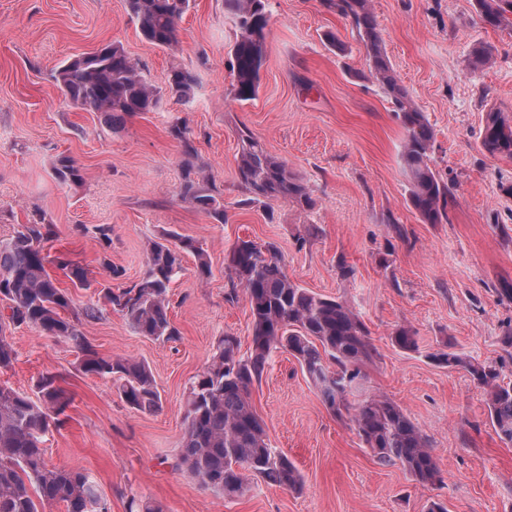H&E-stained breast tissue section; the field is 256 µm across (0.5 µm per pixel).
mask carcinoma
Here are the masks:
<instances>
[{
	"instance_id": "cac0c4a2",
	"label": "carcinoma",
	"mask_w": 512,
	"mask_h": 512,
	"mask_svg": "<svg viewBox=\"0 0 512 512\" xmlns=\"http://www.w3.org/2000/svg\"><path fill=\"white\" fill-rule=\"evenodd\" d=\"M482 21L492 27L507 22L512 0H475ZM324 5L349 20L364 43L373 79L389 98L406 135L402 152L408 177L409 201L425 224L448 219L450 188L430 166L434 132L425 115L400 84L385 51L371 0H324ZM191 0H125L129 18L149 43L170 49L178 44V23ZM224 11L235 21L236 41L230 68L231 93L238 101L251 99L257 90L266 56L270 15L266 0H224ZM53 80L70 104L99 112L117 128L125 119L154 112L162 96L140 73L134 60L118 44L71 58L59 65ZM169 92L187 102L194 76L183 69L169 75ZM238 181L247 194L244 204L284 201L298 207L313 205L308 185L269 154L244 127L238 131ZM482 147L492 156L512 157V113L491 110L482 127ZM54 172L64 184L82 180L79 167L67 156L56 160ZM186 170L181 186L184 200L224 222V205L216 187L191 177ZM93 234L101 248L99 265L107 280H118L124 270L109 259L112 226L100 224ZM57 236L55 225L42 213L19 224L7 241H0V301L10 310L0 313V370L12 367L16 353L5 336L6 324L32 325L45 336L69 341L82 353L86 373L109 377L119 397L132 409L156 411L160 395L151 370L125 357L100 355L81 327L97 320L102 309L94 303L75 305L71 293L58 287L49 273L54 266L65 272L73 287L87 290L97 283L85 268L46 245ZM197 259L202 278L211 274L205 250L190 238L175 242L151 241L147 268L130 286H103L110 308L127 318L136 333L169 341L178 330L169 317L171 283L182 271L184 254ZM229 288L226 299L244 294L250 307L251 346L240 353V341L231 333L219 339L206 371L191 383L186 399V430L181 460L206 487L232 499L242 496L252 479L286 490L302 487L304 478L282 452L269 446L263 422L251 402L252 389L278 351L291 355L317 389L326 408L348 415L358 436L377 462L398 464L421 485L442 482V473L430 441L404 410L380 394L349 402L342 384L363 378L362 368L375 356L370 331L345 302L317 294L291 280L284 271L278 248L253 240H238L229 250ZM392 342L406 351L418 349L415 331L398 327ZM432 359L450 369H462L485 392L488 414L499 439L512 444V380L501 379L499 368L455 352L441 350ZM61 377L41 374L31 397L0 386V512H39L38 505L62 504L66 512H100L95 481L81 469L47 467L45 438L63 426L71 397Z\"/></svg>"
}]
</instances>
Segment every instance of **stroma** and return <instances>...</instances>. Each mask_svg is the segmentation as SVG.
Listing matches in <instances>:
<instances>
[{"label": "stroma", "mask_w": 512, "mask_h": 512, "mask_svg": "<svg viewBox=\"0 0 512 512\" xmlns=\"http://www.w3.org/2000/svg\"><path fill=\"white\" fill-rule=\"evenodd\" d=\"M371 3L395 73L434 132L431 166L453 196L440 224L423 223L410 205L400 162L405 130L365 77L356 30L322 0H267L266 58L246 102L231 94L236 28L224 0H192L173 50L145 41L123 0H0V240L38 208L57 227L53 250L97 278L101 251L87 230L98 224L112 227L108 254L125 271L121 285L142 277L146 243L170 235L193 239L211 262L203 279L185 256L171 285L174 341L138 335L97 290L74 294L77 304L103 308L82 327L100 355L149 366L159 410L130 409L111 379L80 370L71 343L32 326L7 331L17 360L0 371V385L31 396L40 373L62 376L72 404L65 424L46 437V461L89 473L111 512H127L133 498L162 512H427L437 499L448 512H512V445L497 437L469 375L430 358L449 345L512 380V347L503 342L512 333V301L499 293L512 284V196L505 192L512 158L490 155L480 138L486 112L512 113V21L485 25L475 0ZM330 33L346 54L328 48ZM112 42L163 95L160 109L117 130L100 113L72 107L51 77L67 59ZM478 46L491 51L490 65L474 63ZM175 68L196 78L189 102L168 93ZM179 119L191 131L193 154L171 133ZM243 125L309 184L311 209L242 205L236 130ZM61 155L80 167V183L56 180ZM188 166L211 177L225 221L182 199ZM311 224L318 232L305 236ZM241 238L274 244L289 278L359 314L377 349L360 393L386 394L404 409L428 436L443 483L422 486L400 465L379 464L285 352L274 355L252 403L270 446L302 473V490L256 480L228 499L182 465L191 381L224 334L250 345L246 299L225 298L226 256ZM343 263L353 276L342 277ZM401 326L416 331L418 351L392 344Z\"/></svg>", "instance_id": "1"}]
</instances>
